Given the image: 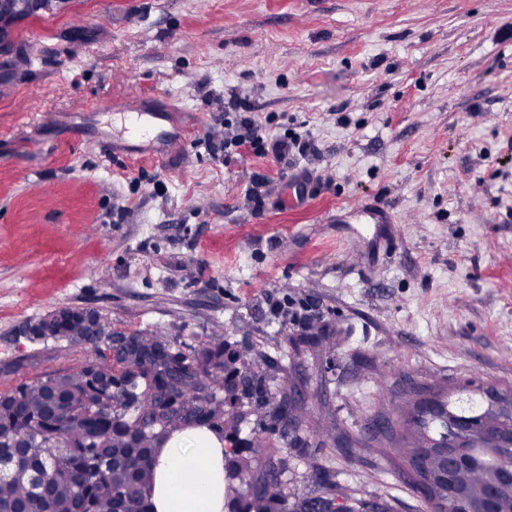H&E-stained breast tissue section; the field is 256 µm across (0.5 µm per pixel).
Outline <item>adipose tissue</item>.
<instances>
[{
  "instance_id": "1",
  "label": "adipose tissue",
  "mask_w": 512,
  "mask_h": 512,
  "mask_svg": "<svg viewBox=\"0 0 512 512\" xmlns=\"http://www.w3.org/2000/svg\"><path fill=\"white\" fill-rule=\"evenodd\" d=\"M152 512H225L224 439L205 429L173 432L154 467Z\"/></svg>"
}]
</instances>
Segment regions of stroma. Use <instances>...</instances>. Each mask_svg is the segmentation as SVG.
I'll use <instances>...</instances> for the list:
<instances>
[{"label": "stroma", "mask_w": 512, "mask_h": 512, "mask_svg": "<svg viewBox=\"0 0 512 512\" xmlns=\"http://www.w3.org/2000/svg\"><path fill=\"white\" fill-rule=\"evenodd\" d=\"M234 93L267 134L305 123L303 202L272 156L208 150ZM259 175L281 206L247 200ZM60 307L261 364L302 418L276 445L289 501L325 482L431 512L375 428L413 387L457 406L464 381L512 385V0H48L0 22V392L88 356L19 336Z\"/></svg>", "instance_id": "stroma-1"}]
</instances>
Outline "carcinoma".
<instances>
[{"label":"carcinoma","mask_w":512,"mask_h":512,"mask_svg":"<svg viewBox=\"0 0 512 512\" xmlns=\"http://www.w3.org/2000/svg\"><path fill=\"white\" fill-rule=\"evenodd\" d=\"M69 345L102 343L109 356L86 359L75 372L47 374L31 384L0 393V456L12 471L0 477V512L22 502L28 512H69L79 497L85 512H152V467L158 448L179 429L207 428L220 432L224 406L241 397L268 408L262 433L268 445L292 430L287 403L272 404L261 378L239 389L224 385L235 372L240 353L217 344L199 351L176 346L152 332L125 334L103 320L93 330L77 317L58 320L47 339ZM428 396L408 394L412 410L391 435L409 444L404 474L433 512H462L467 501L457 495L463 476L472 470L485 484L472 488L477 496L502 482L512 465V448H469L468 463L454 449L431 447L448 426L442 409L450 407L440 389L425 387ZM452 408V407H450ZM487 407L469 404L452 408L466 422H483ZM224 498L228 512H328L333 489L290 504L281 493L279 472L241 456L234 433L224 436ZM39 470L50 477L52 496L34 494L30 478ZM248 481L251 492H238L235 481Z\"/></svg>","instance_id":"obj_1"}]
</instances>
